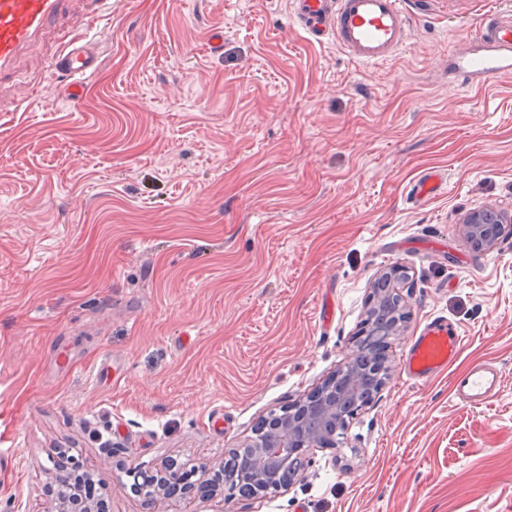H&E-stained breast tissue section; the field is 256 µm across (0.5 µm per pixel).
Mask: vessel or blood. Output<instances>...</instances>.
Wrapping results in <instances>:
<instances>
[{
    "mask_svg": "<svg viewBox=\"0 0 512 512\" xmlns=\"http://www.w3.org/2000/svg\"><path fill=\"white\" fill-rule=\"evenodd\" d=\"M69 0H0V79L12 73L22 52L61 23ZM83 18L56 52L38 67L30 80L40 88L44 75L63 79L71 102H78L86 83L96 76L101 47L112 31L101 20L112 0H81ZM417 0H292V16L309 40H330L363 65H379L394 58L408 44L412 12ZM473 52L451 51L452 69L465 85L481 88L492 79L512 76V12L491 5L471 37ZM443 187L440 173L429 172L412 187L421 201ZM464 339L446 321L428 322L407 345L403 373L415 384H425L454 368V397L467 405H482L503 386L500 368L486 359L460 363Z\"/></svg>",
    "mask_w": 512,
    "mask_h": 512,
    "instance_id": "vessel-or-blood-1",
    "label": "vessel or blood"
}]
</instances>
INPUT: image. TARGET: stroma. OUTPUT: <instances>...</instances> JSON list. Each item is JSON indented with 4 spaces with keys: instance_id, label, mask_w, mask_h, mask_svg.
<instances>
[{
    "instance_id": "stroma-1",
    "label": "stroma",
    "mask_w": 512,
    "mask_h": 512,
    "mask_svg": "<svg viewBox=\"0 0 512 512\" xmlns=\"http://www.w3.org/2000/svg\"><path fill=\"white\" fill-rule=\"evenodd\" d=\"M483 3L428 0L405 49L363 66L310 42L290 0H112L80 104L22 85L53 39L18 63L0 84V512H54L62 452L112 512H143L130 466L219 467L342 367L396 264L411 318L343 442L286 489L190 510L512 512V237L461 235L473 210L512 217V77L448 85ZM430 169L447 186L415 203ZM437 317L501 368L490 403L403 377ZM113 356L117 383L98 374Z\"/></svg>"
}]
</instances>
